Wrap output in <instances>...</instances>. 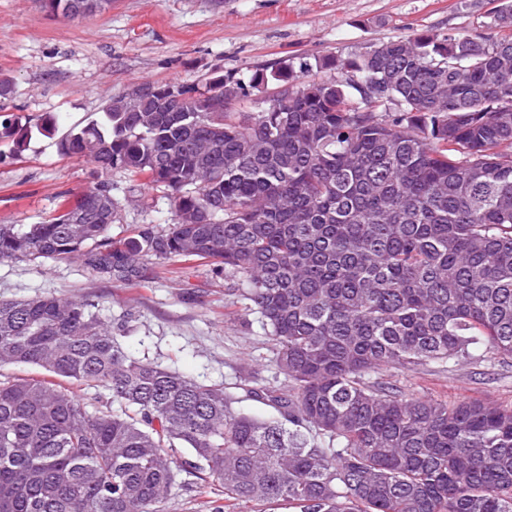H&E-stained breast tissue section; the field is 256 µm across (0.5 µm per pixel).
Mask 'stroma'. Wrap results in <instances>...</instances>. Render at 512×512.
I'll return each instance as SVG.
<instances>
[{"instance_id": "1", "label": "stroma", "mask_w": 512, "mask_h": 512, "mask_svg": "<svg viewBox=\"0 0 512 512\" xmlns=\"http://www.w3.org/2000/svg\"><path fill=\"white\" fill-rule=\"evenodd\" d=\"M512 0H112L103 13L74 20L49 15L40 0H0V115L35 125L50 116L55 138L33 135L24 159L0 143V224H32L53 215L66 194L91 186L92 164L59 155L56 137L101 117L128 87L146 82L205 83L214 73H249L287 57L342 58L370 44L414 33L453 31L502 36L493 17ZM122 208L112 237L136 226L166 227V200L111 176ZM223 279L209 266L169 262L131 288L100 276L80 260L0 264V298L36 295L95 300L112 323L128 322L122 344L203 383L238 387L251 378L287 390L274 365L275 347L255 317L241 318ZM371 381L440 402L482 400L512 407V360L484 350L456 363L387 367ZM163 512H214L217 483L182 477Z\"/></svg>"}]
</instances>
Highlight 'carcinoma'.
I'll return each instance as SVG.
<instances>
[{"label":"carcinoma","mask_w":512,"mask_h":512,"mask_svg":"<svg viewBox=\"0 0 512 512\" xmlns=\"http://www.w3.org/2000/svg\"><path fill=\"white\" fill-rule=\"evenodd\" d=\"M313 67L327 76L304 80ZM270 84L288 87L281 110L233 111ZM159 87L189 111L119 95L58 140L98 181L44 222L0 224V262L78 258L128 286L201 262L236 284L289 390L244 384L276 412L259 419L222 383L129 356L91 301L0 299V368L44 374L0 382V512H159L187 470L232 506L512 512V407L365 382L512 358V36L426 30ZM215 91L222 112L202 101ZM6 138L21 156L28 132L6 118ZM113 173L164 193L170 224L108 236L121 209L93 203Z\"/></svg>","instance_id":"obj_1"}]
</instances>
